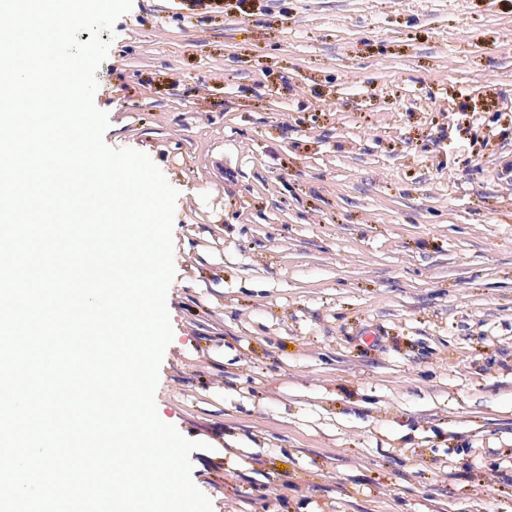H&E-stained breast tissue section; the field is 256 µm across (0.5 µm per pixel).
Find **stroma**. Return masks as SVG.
I'll list each match as a JSON object with an SVG mask.
<instances>
[{
  "mask_svg": "<svg viewBox=\"0 0 512 512\" xmlns=\"http://www.w3.org/2000/svg\"><path fill=\"white\" fill-rule=\"evenodd\" d=\"M107 145L178 191L158 415L213 512H512V0H132Z\"/></svg>",
  "mask_w": 512,
  "mask_h": 512,
  "instance_id": "obj_1",
  "label": "stroma"
}]
</instances>
